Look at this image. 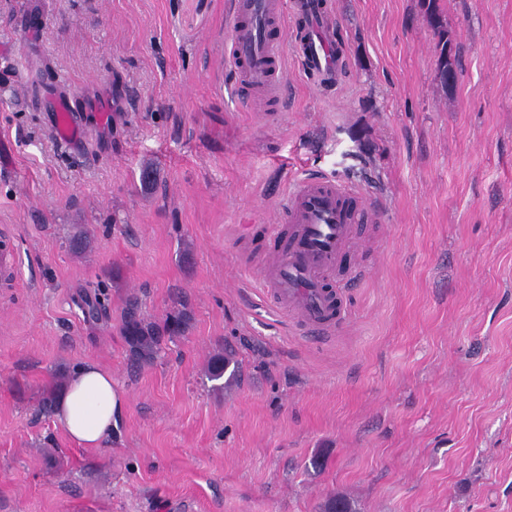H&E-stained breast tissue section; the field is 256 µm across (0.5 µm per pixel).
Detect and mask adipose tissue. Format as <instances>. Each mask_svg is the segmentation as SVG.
Masks as SVG:
<instances>
[{
	"label": "adipose tissue",
	"mask_w": 512,
	"mask_h": 512,
	"mask_svg": "<svg viewBox=\"0 0 512 512\" xmlns=\"http://www.w3.org/2000/svg\"><path fill=\"white\" fill-rule=\"evenodd\" d=\"M52 413L76 445L101 448L111 442L122 422L111 372L88 360L69 377Z\"/></svg>",
	"instance_id": "obj_1"
}]
</instances>
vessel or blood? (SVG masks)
<instances>
[{"label": "vessel or blood", "instance_id": "b4317fda", "mask_svg": "<svg viewBox=\"0 0 512 512\" xmlns=\"http://www.w3.org/2000/svg\"><path fill=\"white\" fill-rule=\"evenodd\" d=\"M304 18V34L294 45L303 69L322 80L336 75V39L326 21L324 0H292ZM282 0H233L230 66L252 91L277 93L272 73L277 56L270 23L281 15ZM55 131L67 142L77 141L82 129L65 101L55 106ZM360 208L357 193L343 182L322 174L300 179L289 191L282 210L292 230L288 243L264 270L271 301L296 323L301 333L327 336L345 319L346 297L331 279L348 244Z\"/></svg>", "mask_w": 512, "mask_h": 512}]
</instances>
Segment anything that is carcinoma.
I'll return each mask as SVG.
<instances>
[{
	"mask_svg": "<svg viewBox=\"0 0 512 512\" xmlns=\"http://www.w3.org/2000/svg\"><path fill=\"white\" fill-rule=\"evenodd\" d=\"M184 316L168 317L162 322L153 321L139 312V301L131 298L127 302V311L121 331L127 340L131 359L138 364H147L155 360L161 350L165 337L181 336L185 332ZM230 359L224 353L213 355L208 363V374L212 380L224 376ZM323 512H356L351 503L343 496H332L323 505Z\"/></svg>",
	"mask_w": 512,
	"mask_h": 512,
	"instance_id": "carcinoma-1",
	"label": "carcinoma"
}]
</instances>
